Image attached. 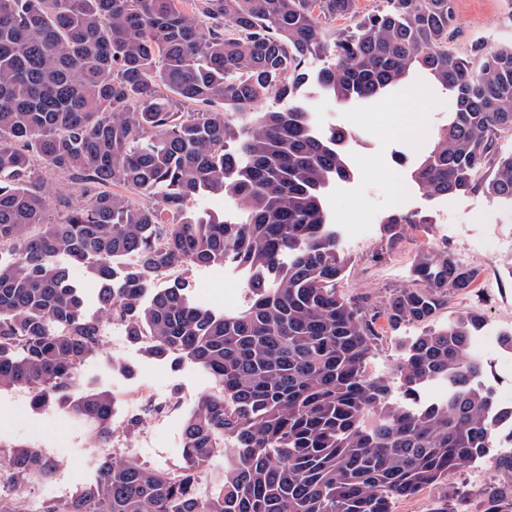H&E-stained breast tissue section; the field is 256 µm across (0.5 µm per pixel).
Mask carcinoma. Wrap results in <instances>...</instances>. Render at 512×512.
I'll return each mask as SVG.
<instances>
[{
	"instance_id": "carcinoma-1",
	"label": "carcinoma",
	"mask_w": 512,
	"mask_h": 512,
	"mask_svg": "<svg viewBox=\"0 0 512 512\" xmlns=\"http://www.w3.org/2000/svg\"><path fill=\"white\" fill-rule=\"evenodd\" d=\"M338 19L355 30L329 26ZM454 19V0L367 13L359 0H0V389L25 387L38 407L66 397L112 321L221 386L188 418L172 475L116 456L112 397L85 392L72 410L96 426L97 476L32 512H392L487 455L502 481L481 492V512H512V454L490 455L512 407L469 352L482 313L416 337L391 379L366 369L379 317L428 322L475 269L422 251L421 287L385 306L337 295L347 262L320 190L349 175L346 135L317 133L297 96L312 79L338 104L370 100L426 72L455 107L413 181L432 197L478 186L512 204V150L498 146L512 131V46L450 54ZM285 97L284 110L254 111ZM47 172L79 193L54 219ZM203 192L235 199L242 219L192 211ZM415 223L430 220L389 215L384 236ZM57 255L99 282L98 312ZM224 262L253 271L237 313L194 303L183 281L153 289ZM433 380L448 397L419 405ZM221 453L223 478L204 494L200 474ZM53 468L35 448L0 446V512H24L26 488ZM468 498L449 489L441 512H468Z\"/></svg>"
}]
</instances>
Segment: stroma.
Masks as SVG:
<instances>
[{"mask_svg":"<svg viewBox=\"0 0 512 512\" xmlns=\"http://www.w3.org/2000/svg\"><path fill=\"white\" fill-rule=\"evenodd\" d=\"M450 52L464 54L476 42L492 47L512 45V0H455ZM434 104L423 111L415 131H399L405 112L411 111L408 91ZM316 123L347 132L350 175L330 182L323 206L335 224L339 247L348 264L336 284L339 295L370 298L383 303L392 291L414 287L413 266L419 250L448 252L474 268L471 288L452 294L431 321L405 322L384 327L379 344L367 363L374 376H390L408 340L436 330L462 313L477 310L485 317L484 334L512 330V205L491 200L480 188L442 197L426 195L411 178L416 164L433 148L442 125L448 122L452 98L430 81H411L366 102L338 105L312 84L299 92ZM392 213L420 216L407 225L401 240L389 244L383 219ZM249 276L244 267L224 265L193 268L187 275L190 296L215 313L237 311L247 305ZM158 397H178L179 404L164 421L145 418L134 436H126L127 419L141 413L140 389ZM108 392L114 399L111 430L128 439L131 456L149 467L180 468L183 464V427L202 395L217 392L218 384L204 369L184 361L150 356L144 342L124 339L117 352H99L80 367V381L67 400L36 407L27 389L0 390V445L38 446L62 466L30 494L34 504L70 499L94 480L100 451L94 431L70 410L71 401L86 390ZM496 474L488 459L476 458L452 473L442 487L422 490L396 500L392 512H438L449 488H462L478 500Z\"/></svg>","mask_w":512,"mask_h":512,"instance_id":"1","label":"stroma"}]
</instances>
